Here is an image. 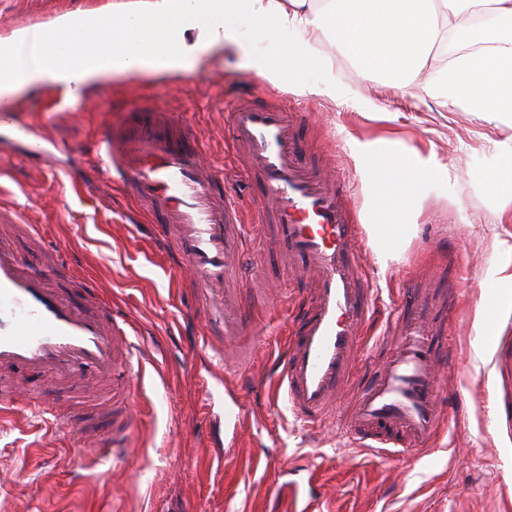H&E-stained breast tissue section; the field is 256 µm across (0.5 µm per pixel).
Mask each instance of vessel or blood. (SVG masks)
Instances as JSON below:
<instances>
[{
	"mask_svg": "<svg viewBox=\"0 0 512 512\" xmlns=\"http://www.w3.org/2000/svg\"><path fill=\"white\" fill-rule=\"evenodd\" d=\"M48 109L74 106L69 92L45 75ZM297 111L245 98L230 111L232 146L253 177L268 249L287 253L315 276L309 297L299 301L295 334L274 369L286 401L312 431L344 421L354 446L380 452L421 448L441 428L437 390L441 367L455 365L441 345L446 295L426 287L409 289L376 346L379 365L367 383L353 386L355 356L373 316L372 283L362 261L363 228L351 198L325 179L299 133ZM0 129L25 141L26 157L38 163L48 153L45 137L19 120L0 114ZM91 151L106 186L129 198L157 224L164 245L180 259L207 320L242 333L253 320L241 300L251 285L239 274L245 253L242 212L224 173L203 160L201 137L179 114L154 106L145 126L125 121L95 137ZM44 242L47 259L27 264L8 243L17 228ZM44 225L23 212L0 207V369L40 371L58 381L78 374L95 379L122 369L138 379L142 353L128 319L101 288L78 278L65 251L46 242ZM352 389L350 405L340 395ZM43 398L19 385L8 411L36 413ZM92 446L116 444L124 459L133 446V425L85 432ZM287 512H316L311 482L276 486Z\"/></svg>",
	"mask_w": 512,
	"mask_h": 512,
	"instance_id": "1",
	"label": "vessel or blood"
}]
</instances>
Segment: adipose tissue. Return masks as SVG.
<instances>
[{
	"label": "adipose tissue",
	"mask_w": 512,
	"mask_h": 512,
	"mask_svg": "<svg viewBox=\"0 0 512 512\" xmlns=\"http://www.w3.org/2000/svg\"><path fill=\"white\" fill-rule=\"evenodd\" d=\"M479 10L486 14L480 49L432 68L434 51L460 31V19ZM243 13L256 38L267 42L266 52L256 53L240 39L232 21ZM296 39L329 41L365 78L416 84L438 105L512 126V0H114L108 10L66 13L0 37V104L41 86L49 70L59 85L79 93L115 75L157 72L161 50L173 72L227 47L239 51L247 68L271 84L288 83L303 94H335L332 78L318 85L306 82V71L323 60L314 53L294 54ZM94 43L101 63H82L84 46ZM357 154L360 172L378 191L389 218L368 228L384 266L409 238L408 218L418 191L440 163L435 155L421 153L392 161L371 141L358 143Z\"/></svg>",
	"instance_id": "1"
}]
</instances>
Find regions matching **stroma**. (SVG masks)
<instances>
[{
	"instance_id": "stroma-1",
	"label": "stroma",
	"mask_w": 512,
	"mask_h": 512,
	"mask_svg": "<svg viewBox=\"0 0 512 512\" xmlns=\"http://www.w3.org/2000/svg\"><path fill=\"white\" fill-rule=\"evenodd\" d=\"M109 0H0V33ZM336 78L335 97L272 85L244 67L235 50L209 55L180 73L115 76L90 87L87 102L44 127L59 146L53 163L35 166L21 146L0 164V202L21 206L48 227L81 276L95 280L150 349L139 381L113 398L91 377L65 385L81 427L99 429L95 403L116 400L137 415V448L113 463L81 454L76 432L47 413L0 417V512H275L269 490L288 474L314 473L319 512H512V288L485 289L512 241V188L489 193L486 172L512 157V129L473 112L442 108L392 86L366 82L328 44H317ZM303 109L310 140L336 185L354 200L358 220L380 223V199L361 177L358 141L381 139L396 156L434 153L440 170L419 200L407 243L380 269L371 246L362 258L374 289L370 328L382 332L407 289L452 287L456 313L445 337L464 367L442 369L438 390L454 411L428 445L386 455L350 444L341 426L314 434L272 400L271 365L297 302L293 268L262 248L258 213L227 139L224 104L247 94ZM134 100L181 113L244 200L250 297L258 311L247 336H228L214 365L223 384L192 375L205 346L199 301L159 242L157 227L117 192H104L86 145L113 113ZM239 411L237 426L227 415Z\"/></svg>"
}]
</instances>
